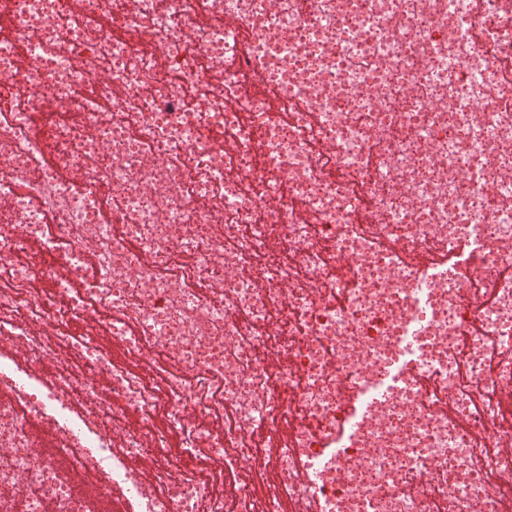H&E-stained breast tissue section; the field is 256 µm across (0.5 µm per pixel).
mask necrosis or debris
<instances>
[{
    "label": "necrosis or debris",
    "mask_w": 512,
    "mask_h": 512,
    "mask_svg": "<svg viewBox=\"0 0 512 512\" xmlns=\"http://www.w3.org/2000/svg\"><path fill=\"white\" fill-rule=\"evenodd\" d=\"M13 8L36 66L0 45V512H512V0ZM16 83L71 121L33 133ZM471 242L417 310L415 257ZM92 318L120 356L73 333ZM416 320L418 370L342 436Z\"/></svg>",
    "instance_id": "obj_1"
}]
</instances>
